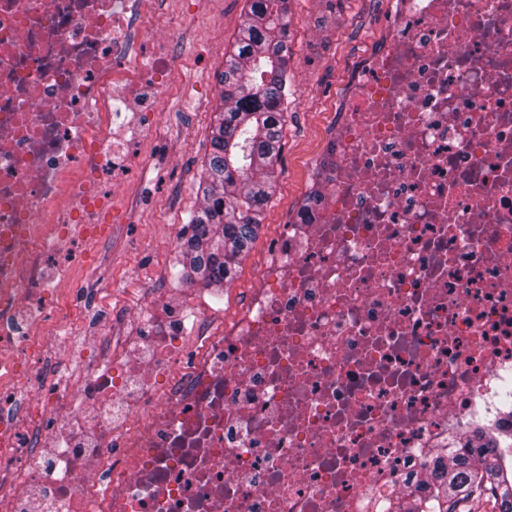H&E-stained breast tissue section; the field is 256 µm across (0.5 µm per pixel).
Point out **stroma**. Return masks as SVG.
Here are the masks:
<instances>
[{
	"label": "stroma",
	"instance_id": "35a3bbf8",
	"mask_svg": "<svg viewBox=\"0 0 512 512\" xmlns=\"http://www.w3.org/2000/svg\"><path fill=\"white\" fill-rule=\"evenodd\" d=\"M246 0H183L167 32L188 53L179 79L202 112H161V135L149 150L155 166L148 178H131L134 207L102 211L76 267L77 277L109 280L111 295L86 305L90 321L113 315V333L134 329L129 309L179 290L195 295L198 283L181 277V242L190 213L198 206L202 164L220 104L224 57L244 18ZM390 0H289L291 58L284 146L276 166L277 190L234 287H247L270 233L288 223L306 193L322 185L323 163L341 109L345 77L354 60L388 26Z\"/></svg>",
	"mask_w": 512,
	"mask_h": 512
}]
</instances>
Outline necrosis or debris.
I'll return each instance as SVG.
<instances>
[{
  "label": "necrosis or debris",
  "mask_w": 512,
  "mask_h": 512,
  "mask_svg": "<svg viewBox=\"0 0 512 512\" xmlns=\"http://www.w3.org/2000/svg\"><path fill=\"white\" fill-rule=\"evenodd\" d=\"M156 4L0 0V512H404L512 429V0H393L318 205L223 319L170 294L78 362L60 257L152 168Z\"/></svg>",
  "instance_id": "obj_1"
}]
</instances>
